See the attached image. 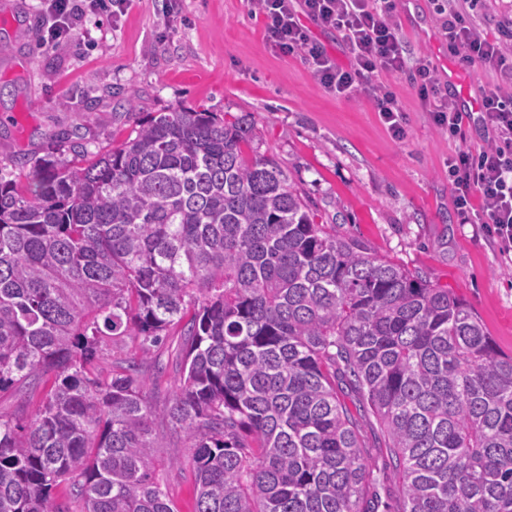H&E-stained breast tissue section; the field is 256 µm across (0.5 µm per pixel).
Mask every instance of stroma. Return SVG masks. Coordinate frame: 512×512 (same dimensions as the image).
<instances>
[{
    "label": "stroma",
    "instance_id": "1",
    "mask_svg": "<svg viewBox=\"0 0 512 512\" xmlns=\"http://www.w3.org/2000/svg\"><path fill=\"white\" fill-rule=\"evenodd\" d=\"M133 0L120 22L92 18L91 35L65 46L43 44L36 0H0V178L24 177L52 152L74 154L63 133H77L94 153L121 142L147 112L202 106L248 114L260 152L287 171L324 223L357 238L375 256L421 272L472 307L499 348L512 354V256L480 224L463 223L451 197L448 157L479 152L490 140L464 124L461 137L437 130L408 78H391L406 116L394 139L364 96L339 98L313 78L301 53L281 56L266 42L249 0ZM395 20L411 60L430 61L440 83L455 70L456 93L479 100L495 77L470 68L449 42L434 0H398ZM137 91L135 109L125 96ZM176 340L162 349L165 372L146 376L154 406L179 381ZM168 495L193 512L183 442L160 438Z\"/></svg>",
    "mask_w": 512,
    "mask_h": 512
}]
</instances>
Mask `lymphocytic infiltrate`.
<instances>
[{
  "label": "lymphocytic infiltrate",
  "mask_w": 512,
  "mask_h": 512,
  "mask_svg": "<svg viewBox=\"0 0 512 512\" xmlns=\"http://www.w3.org/2000/svg\"><path fill=\"white\" fill-rule=\"evenodd\" d=\"M443 28L466 61L487 73H512V44L480 34L471 11L476 0H447ZM131 0H40L45 23L41 38L63 43L80 33L98 12L121 21ZM266 21V37L281 54L302 53L321 87L346 99L369 97L393 138H403V109L397 95L380 83V74L404 75L416 83L429 105L430 120L456 136L465 121L455 103L442 93L428 63L411 62L394 20L396 0H255ZM310 18L342 38L350 56L341 66L312 38L302 23ZM479 123L493 140L472 153L459 149L448 158L453 204L463 223L486 225L502 252L512 251V83L495 84L482 94Z\"/></svg>",
  "instance_id": "f902f5d3"
}]
</instances>
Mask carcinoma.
Listing matches in <instances>:
<instances>
[{"mask_svg":"<svg viewBox=\"0 0 512 512\" xmlns=\"http://www.w3.org/2000/svg\"><path fill=\"white\" fill-rule=\"evenodd\" d=\"M254 127L151 112L75 166L0 180V512H174L155 423L190 448L193 512H372L360 396L398 512H512V356L471 306L317 221ZM179 338L163 409L151 349ZM138 342L112 362L104 346ZM177 342V336H171L167 344L169 348L167 349L166 346V348L161 349L160 352L158 351L162 354L161 359H163L166 364V371L158 377H154L151 374L145 377L144 390L155 407H162L164 403L172 397L178 384L180 375L178 361L174 354ZM158 352H155V354ZM41 393L36 391L34 394L17 395L13 392L0 394V411L5 413L16 412L18 406H23L25 415L32 416L38 407ZM345 394L346 395L343 397V399L359 421L364 445L368 448L370 455V462L373 466L382 468L385 459V453L384 450H382L383 448H379L383 446V440L378 424L372 416H360L356 413L355 404H358L359 400V397L356 395V393L351 391L348 392L345 390Z\"/></svg>","mask_w":512,"mask_h":512,"instance_id":"carcinoma-1","label":"carcinoma"}]
</instances>
